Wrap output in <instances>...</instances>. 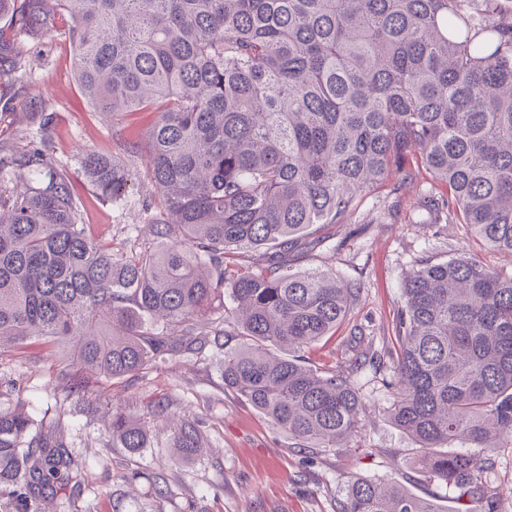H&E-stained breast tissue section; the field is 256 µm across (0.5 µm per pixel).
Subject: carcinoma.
<instances>
[{"mask_svg": "<svg viewBox=\"0 0 512 512\" xmlns=\"http://www.w3.org/2000/svg\"><path fill=\"white\" fill-rule=\"evenodd\" d=\"M0 0L35 38L67 26L78 85L117 120L152 109L143 177L157 192L153 238L97 239L66 170L39 137L0 156V346L37 336L71 346V376L147 375L178 353L224 350V387L303 449L341 448L366 406L348 368L300 351L335 335L359 289L329 268L293 272L312 224L347 218L367 191L423 168L446 187L421 207L512 253V5L503 0ZM26 61L0 32V78ZM95 196L123 200L134 173L87 151ZM230 287L233 312L224 308ZM388 413L422 453L426 479L497 512L487 475L512 444V273L462 255L426 260L403 282ZM163 321L178 333L154 329ZM242 342L225 347L226 328ZM135 453L147 431L112 414ZM171 440H205L184 418ZM476 448L482 458L448 452ZM75 459L51 426L0 406V506L41 512ZM336 512H440L405 487L356 479Z\"/></svg>", "mask_w": 512, "mask_h": 512, "instance_id": "1", "label": "carcinoma"}]
</instances>
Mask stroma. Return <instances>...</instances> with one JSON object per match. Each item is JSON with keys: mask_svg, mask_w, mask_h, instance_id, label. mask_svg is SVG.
<instances>
[{"mask_svg": "<svg viewBox=\"0 0 512 512\" xmlns=\"http://www.w3.org/2000/svg\"><path fill=\"white\" fill-rule=\"evenodd\" d=\"M16 48L28 62L23 79H0V155L30 138L35 112L52 114L50 153L71 176L76 194L91 187L83 173L85 151L122 156L142 170L140 156L122 154L118 139L138 140L153 124L150 112H130L120 122L95 112L75 78V57L64 33L33 40L18 36ZM427 172L398 193L382 186L366 194L344 223L306 238L309 257L302 271L322 266L358 287L359 298L336 336L306 348L310 365L346 366L348 340L364 336L375 349L392 347L403 297L402 284L420 261L458 255L491 268L512 270V255L478 244L464 224L435 222L419 199L438 193ZM155 189L135 179L128 197L97 203L86 221L99 239L148 237L143 205ZM61 351L38 339L0 352V384L15 382L11 404L33 419L56 422L81 467L57 487L73 512H336L343 488L356 478H385L454 512L444 489L426 483L414 442L389 419L391 395L384 385L392 367L354 372L367 412L360 437L344 448L306 451L292 447L243 398L225 389L221 356L211 350L176 356L146 376L110 381L88 375L83 391L72 393L59 374ZM168 414L157 417V404ZM139 420L148 441L131 454L112 440V414ZM196 421L207 444L191 461H175L168 433L182 418Z\"/></svg>", "mask_w": 512, "mask_h": 512, "instance_id": "stroma-1", "label": "stroma"}]
</instances>
